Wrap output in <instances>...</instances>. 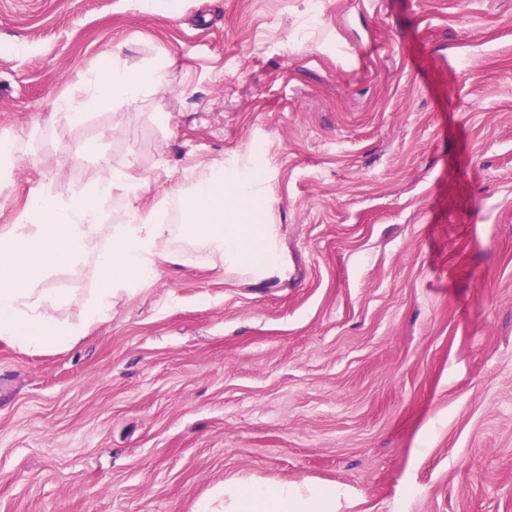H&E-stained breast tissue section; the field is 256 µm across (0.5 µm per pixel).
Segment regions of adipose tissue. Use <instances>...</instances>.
<instances>
[{
	"mask_svg": "<svg viewBox=\"0 0 512 512\" xmlns=\"http://www.w3.org/2000/svg\"><path fill=\"white\" fill-rule=\"evenodd\" d=\"M158 60L130 66L119 53L94 70L79 73L69 93L56 101L69 122L91 112L135 106L165 84ZM122 189V208L112 192ZM143 185L121 162L103 157L99 176L88 189L67 196L50 187L33 189L14 223L0 231V342L25 351L66 345L86 329L108 320L123 294L152 279L156 262L176 245L189 268L216 269L253 279L282 267L278 226L255 171V157L243 166H206L190 189L175 190L183 215L166 223L163 211L140 204ZM85 263L97 286L75 323L49 311L48 274L56 267ZM332 488L300 489L285 484L220 482L195 512H334Z\"/></svg>",
	"mask_w": 512,
	"mask_h": 512,
	"instance_id": "adipose-tissue-1",
	"label": "adipose tissue"
}]
</instances>
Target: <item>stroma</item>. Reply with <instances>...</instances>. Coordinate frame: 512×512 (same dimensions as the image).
Masks as SVG:
<instances>
[{
	"label": "stroma",
	"mask_w": 512,
	"mask_h": 512,
	"mask_svg": "<svg viewBox=\"0 0 512 512\" xmlns=\"http://www.w3.org/2000/svg\"><path fill=\"white\" fill-rule=\"evenodd\" d=\"M116 47L166 87L68 122ZM105 128L147 207L259 146L283 270L163 259L76 342H0V512H193L229 478L512 512V0H0V228L91 186L62 161ZM93 285L54 271L53 315ZM19 145L16 139L2 135L0 136V191L10 189L13 186V163L20 159Z\"/></svg>",
	"instance_id": "stroma-1"
}]
</instances>
